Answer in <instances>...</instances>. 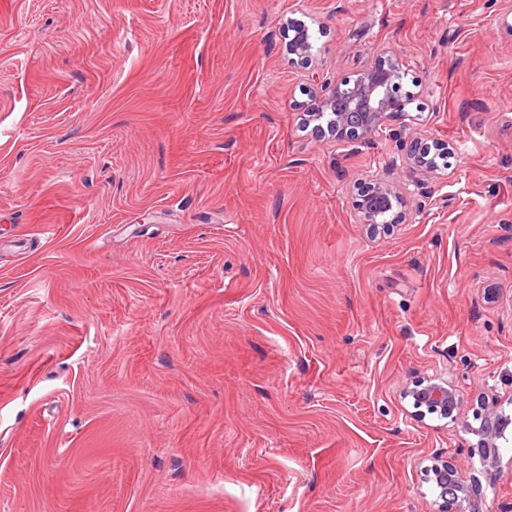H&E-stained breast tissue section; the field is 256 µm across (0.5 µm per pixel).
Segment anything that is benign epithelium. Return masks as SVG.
<instances>
[{
    "label": "benign epithelium",
    "instance_id": "obj_1",
    "mask_svg": "<svg viewBox=\"0 0 512 512\" xmlns=\"http://www.w3.org/2000/svg\"><path fill=\"white\" fill-rule=\"evenodd\" d=\"M292 52L304 64L313 61V44L308 31L295 29L289 39ZM405 76L400 52L394 47L384 48V56L372 66L354 76L331 85L320 82L324 91L313 95L306 112V121L313 124V131L329 135L341 143L354 146H372L388 119L405 117L407 106L414 94L400 93ZM452 153L448 142L434 139L430 142L412 140L406 146L404 162L413 174L434 171L430 158ZM405 187L374 176L361 183L355 198V210L360 221L373 230L383 229L402 220L398 211ZM416 409L415 417L437 414L454 424L459 418L460 395L457 387L442 377H429L408 391ZM512 419L501 414L496 401L485 406L480 426L473 430L479 437L476 447L493 473L498 459L499 440L505 438V425ZM429 473L439 490V512H482L483 503L479 488L465 484L456 468L448 461L431 466Z\"/></svg>",
    "mask_w": 512,
    "mask_h": 512
}]
</instances>
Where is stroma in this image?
<instances>
[{"instance_id":"1","label":"stroma","mask_w":512,"mask_h":512,"mask_svg":"<svg viewBox=\"0 0 512 512\" xmlns=\"http://www.w3.org/2000/svg\"><path fill=\"white\" fill-rule=\"evenodd\" d=\"M405 54L410 121L304 126ZM442 139L412 183L402 139ZM378 175L407 219L370 235ZM457 386L461 423L405 392ZM512 416V0H0V512H437ZM294 35L289 39V47L292 52L304 64H311L313 61V44L310 41L308 31L305 29H295ZM310 62V63H309ZM405 189L377 176L361 183L354 204L361 223L368 224L372 230L400 223L402 214L398 208ZM499 408L497 401L487 403L480 426L477 429H471L479 437L475 448H480L484 463L490 467H494L497 463L499 440L505 438V425L511 422V417L503 416Z\"/></svg>"}]
</instances>
